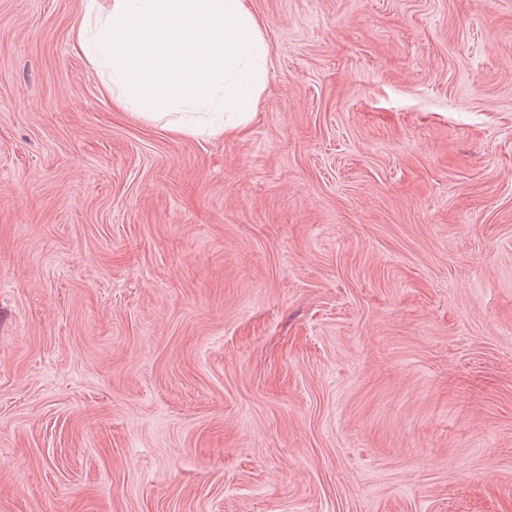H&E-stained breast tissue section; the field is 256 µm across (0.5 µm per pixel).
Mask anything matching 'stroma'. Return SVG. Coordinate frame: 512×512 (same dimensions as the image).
Returning <instances> with one entry per match:
<instances>
[{
	"instance_id": "35a3bbf8",
	"label": "stroma",
	"mask_w": 512,
	"mask_h": 512,
	"mask_svg": "<svg viewBox=\"0 0 512 512\" xmlns=\"http://www.w3.org/2000/svg\"><path fill=\"white\" fill-rule=\"evenodd\" d=\"M247 3L212 136L0 0V512H512V0Z\"/></svg>"
}]
</instances>
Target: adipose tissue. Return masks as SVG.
Masks as SVG:
<instances>
[{"instance_id": "adipose-tissue-1", "label": "adipose tissue", "mask_w": 512, "mask_h": 512, "mask_svg": "<svg viewBox=\"0 0 512 512\" xmlns=\"http://www.w3.org/2000/svg\"><path fill=\"white\" fill-rule=\"evenodd\" d=\"M75 46L115 108L172 132L258 112L268 51L246 0H84Z\"/></svg>"}]
</instances>
